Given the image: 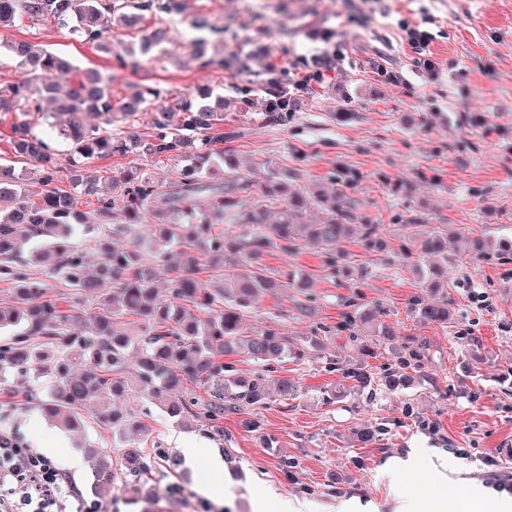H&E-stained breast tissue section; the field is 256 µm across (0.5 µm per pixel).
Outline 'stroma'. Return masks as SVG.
<instances>
[{"label": "stroma", "mask_w": 512, "mask_h": 512, "mask_svg": "<svg viewBox=\"0 0 512 512\" xmlns=\"http://www.w3.org/2000/svg\"><path fill=\"white\" fill-rule=\"evenodd\" d=\"M181 2L180 13H156L116 30L108 54L51 21L1 29L0 43L26 41L80 67L110 72L117 100L143 85L161 89L167 101L212 89L224 97L223 148L238 157L249 197L260 196L267 166L294 170L299 188L341 185L352 224L381 225L386 250L364 251L355 230L336 245L349 259L334 276L322 250L305 240L297 250L267 257L280 271L307 272L310 286L260 297L246 323L280 329L304 345L305 358L270 373L263 408L225 412L220 436L204 420L170 418L154 401L122 399L123 410L150 429L144 448L153 463L149 474L133 478L117 466L100 491L90 493L92 462L76 471L70 457L81 454L86 441L117 457L122 442L96 425L78 434L50 425L36 404L21 398L27 391L47 397V376L7 375L19 395L0 401V429L39 453L43 438H53L51 459L99 512H144L145 488L154 495L155 512H254L261 495L301 499L313 512H333L337 498L356 496L392 512L395 495L412 496L418 487L405 481L391 490L379 470L415 448L448 454L461 477L479 480L490 497H504L498 484L512 479V251L473 261L468 240L512 236V0ZM198 14L221 28L207 37L214 64L206 69L191 47L197 36L191 20ZM409 24L430 36L434 70L417 66L407 44ZM158 26L168 29L169 42L137 55L136 66L122 65L126 47ZM234 55L244 68L229 66ZM323 58L324 80L269 119L266 80L287 82L315 70ZM19 119L0 112V157L37 191L40 169L11 148ZM133 166L159 187L153 206L162 208L182 161L129 153L99 163L111 177ZM421 222L456 239L447 290L421 287L402 258L413 225ZM417 294L426 302L447 300V326L418 317L410 305ZM354 307L382 313L389 328L388 335L373 337L366 357L345 338L325 334ZM412 341L421 345L422 357L407 383L335 394L344 366L361 360L381 369ZM281 378L296 382L293 399L278 396ZM365 427L375 432L367 444L357 438ZM184 439L207 441L223 459L232 481L222 496L204 493L202 471L181 463ZM173 458L178 467H170Z\"/></svg>", "instance_id": "obj_1"}]
</instances>
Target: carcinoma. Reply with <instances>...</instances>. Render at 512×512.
I'll use <instances>...</instances> for the list:
<instances>
[{
  "label": "carcinoma",
  "instance_id": "obj_1",
  "mask_svg": "<svg viewBox=\"0 0 512 512\" xmlns=\"http://www.w3.org/2000/svg\"><path fill=\"white\" fill-rule=\"evenodd\" d=\"M181 9L178 0H0V28L26 20H51L110 52L112 43L106 35L112 28L130 27L149 13ZM168 40V30L156 28L140 43L141 51ZM7 51L20 58L27 71L25 79L0 87V112L39 113L43 101H52L55 113L64 116L58 135L70 143L81 163L70 171L69 189L53 186L58 166L50 144L29 121L13 127L14 154L39 164L44 189L26 188L14 168L0 163V279L11 284L15 293V304L0 306V330L23 328L12 344L0 348V376L10 370L51 376L55 384L49 399L39 404L45 415L71 431L82 429L90 418L119 434L127 448L122 465L141 476L149 464L136 437L145 434L147 426L134 414L120 411L114 398L129 393L147 396L173 418L205 419L219 435L224 433V410L262 406L273 365L290 356L302 358L306 350L270 326L246 329L245 312L263 295H276L286 288L301 290L308 283L304 271L282 273L265 265L264 258L273 249L289 250L305 238L320 246L327 265L336 268V242L352 232L347 211L336 206L342 189L326 192L311 186L299 192L291 188L294 173L271 168L263 174L262 198L247 204L240 194L247 192L248 184L231 173L236 162L213 148L224 141L220 131L224 98L180 97L154 107L160 91L147 87L115 102L109 74L78 68L65 56L36 51L26 42H14ZM60 75L67 76L61 94L55 82ZM149 109L154 132L146 139L124 140L106 129L115 113L132 116ZM134 150L185 162L180 183L166 193V208L152 211L158 187L135 170L111 180L112 196L98 200L97 208L79 209L76 195L99 191L96 162ZM219 168L230 170L224 185L204 182L206 174ZM207 190L212 195L210 209L193 224L177 223L194 215L195 195ZM269 203L280 206V218L274 224L267 222ZM313 207L324 214L317 224L306 220ZM151 214L156 223L169 224L171 229L162 245L145 250L129 243V237ZM226 214L248 226V233H215ZM100 224L107 225V230L97 251H80L76 235ZM361 239L368 251L385 250L378 224L362 225ZM409 242L406 258L429 263L424 287L439 288L453 241L433 224L413 231ZM30 243L41 247L24 251ZM511 245L505 238L477 237L472 239L471 252L483 259ZM203 263L214 268L227 263L237 271L204 279ZM35 264L48 268L45 278L31 272ZM157 264L165 265L169 274L171 298L166 300L156 288ZM48 278L61 279L62 290L50 294ZM89 300L92 306L75 312ZM412 306L426 322L448 323L446 299L424 303L417 296ZM131 316L141 324L135 341L119 328ZM371 319L376 315H347L336 331L347 333L360 350L368 352L360 326ZM242 348L262 366L250 377L224 369V354ZM420 359L421 348L407 343L397 350L394 365L382 372L350 364L341 381L351 388L382 381L394 385ZM76 360L83 364L77 375L72 372ZM88 452L97 459L96 475L112 473L107 452L96 448Z\"/></svg>",
  "mask_w": 512,
  "mask_h": 512
}]
</instances>
